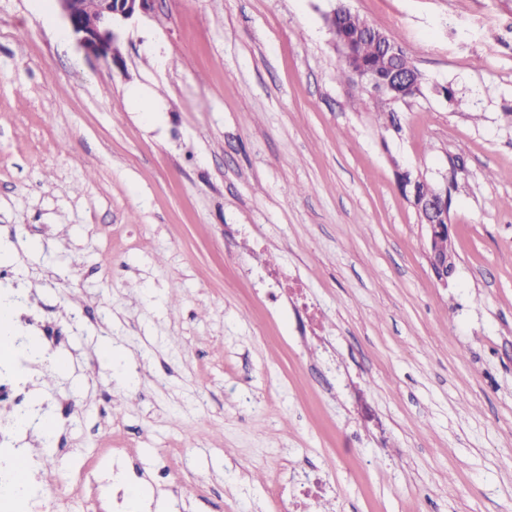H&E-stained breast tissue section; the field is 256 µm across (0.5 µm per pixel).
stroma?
<instances>
[{
  "instance_id": "35a3bbf8",
  "label": "stroma",
  "mask_w": 512,
  "mask_h": 512,
  "mask_svg": "<svg viewBox=\"0 0 512 512\" xmlns=\"http://www.w3.org/2000/svg\"><path fill=\"white\" fill-rule=\"evenodd\" d=\"M340 1L423 76L400 131L338 78ZM119 50L0 0V275L61 332L31 493L52 476L70 512H114L82 472L119 448L128 512H278L297 466L335 483L318 512H512V0H160ZM459 158L443 286L395 172L436 185ZM269 268L326 342L256 294ZM329 354L348 387L315 375Z\"/></svg>"
}]
</instances>
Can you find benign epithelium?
<instances>
[{"label": "benign epithelium", "instance_id": "obj_1", "mask_svg": "<svg viewBox=\"0 0 512 512\" xmlns=\"http://www.w3.org/2000/svg\"><path fill=\"white\" fill-rule=\"evenodd\" d=\"M60 16L66 21L81 47L95 56L117 62L119 55L114 47L119 41V30L128 21L154 13L157 0H95L93 9H88L86 0H54ZM383 52L392 62L390 70L395 75V87L383 91V96L393 105L407 103L402 88L413 84V78L404 69L397 66L400 52L398 47L379 36ZM426 228L428 236L427 259L436 279L442 284L448 283L452 271L446 269L448 258L433 248L435 232L439 225L448 223V186L434 190L426 199L419 200L410 192H405Z\"/></svg>", "mask_w": 512, "mask_h": 512}]
</instances>
